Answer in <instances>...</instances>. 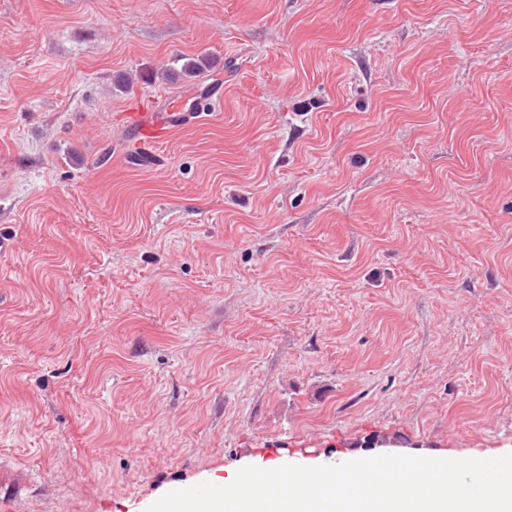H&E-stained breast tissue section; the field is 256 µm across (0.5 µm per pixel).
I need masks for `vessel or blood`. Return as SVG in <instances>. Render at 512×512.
Instances as JSON below:
<instances>
[{"label":"vessel or blood","mask_w":512,"mask_h":512,"mask_svg":"<svg viewBox=\"0 0 512 512\" xmlns=\"http://www.w3.org/2000/svg\"><path fill=\"white\" fill-rule=\"evenodd\" d=\"M223 97V86L211 84L186 107L175 104L162 110L145 105L132 107L125 114L128 139L137 148L151 151L167 141L177 129L198 123Z\"/></svg>","instance_id":"vessel-or-blood-1"}]
</instances>
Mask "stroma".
Here are the masks:
<instances>
[{
    "instance_id": "35a3bbf8",
    "label": "stroma",
    "mask_w": 512,
    "mask_h": 512,
    "mask_svg": "<svg viewBox=\"0 0 512 512\" xmlns=\"http://www.w3.org/2000/svg\"><path fill=\"white\" fill-rule=\"evenodd\" d=\"M0 238V512L512 454V0H0ZM204 91L187 108L175 105V101L162 111L140 104L132 107L124 114L129 141L144 152L153 154L151 149L167 141L174 131L198 123L204 115L212 113L210 111L216 103L222 102V85L210 84Z\"/></svg>"
}]
</instances>
